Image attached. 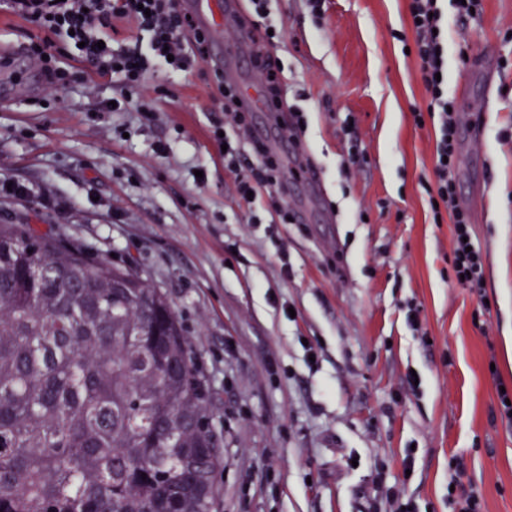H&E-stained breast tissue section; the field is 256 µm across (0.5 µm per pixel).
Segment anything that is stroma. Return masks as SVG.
Returning a JSON list of instances; mask_svg holds the SVG:
<instances>
[{
	"label": "stroma",
	"mask_w": 512,
	"mask_h": 512,
	"mask_svg": "<svg viewBox=\"0 0 512 512\" xmlns=\"http://www.w3.org/2000/svg\"><path fill=\"white\" fill-rule=\"evenodd\" d=\"M440 7L480 297L454 279L451 218H433L438 121L412 114L427 98L408 0H324L318 12L270 0L268 54L302 120L295 141L267 112L242 132L213 100L225 71L251 83L253 61L237 54L249 26L217 29L193 11L205 57L174 77L152 62L145 95L101 112L116 82L49 91L28 24L0 6V181L28 189L0 197V224L166 295L221 443L217 512H385L393 488L417 512H451L454 456L481 512H512L498 395L512 390V0H483L463 22L451 0ZM216 126L251 160L258 144L280 159L302 150L280 173L289 222L265 189L249 204L234 194ZM355 146L363 165L349 162Z\"/></svg>",
	"instance_id": "obj_1"
}]
</instances>
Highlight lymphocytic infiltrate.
I'll list each match as a JSON object with an SVG mask.
<instances>
[{"instance_id": "1", "label": "lymphocytic infiltrate", "mask_w": 512, "mask_h": 512, "mask_svg": "<svg viewBox=\"0 0 512 512\" xmlns=\"http://www.w3.org/2000/svg\"><path fill=\"white\" fill-rule=\"evenodd\" d=\"M439 0H410L409 15L413 21L414 51L420 79L428 96L426 113H415V120L424 114L438 117L435 164L436 182L429 187L431 200L437 201L434 217L449 213L453 219V267L461 275L465 287L481 290L484 257L479 250L468 249L465 239L470 236L466 212L456 204L452 173L456 166L457 135L453 104L448 97V82L443 75L445 65L439 64L436 52L444 48L440 33L442 13ZM11 13L34 26L39 38L30 47V58L38 66L49 88L57 90L74 81L91 77L121 75L126 87L116 99L125 106L130 88L147 80L150 59L165 63L171 73L189 70L204 51L205 38L195 34V24L181 10L177 0H6ZM130 24L136 31L150 35V53L142 55L132 50H114L112 32L118 24ZM194 38V51H187V38ZM80 46L83 67L73 72L60 63V44ZM224 163L231 169L249 166L248 175L237 177L235 192L246 199L249 191L263 186L271 193L279 191V164L266 150H258L256 163H249L239 147L228 146Z\"/></svg>"}]
</instances>
